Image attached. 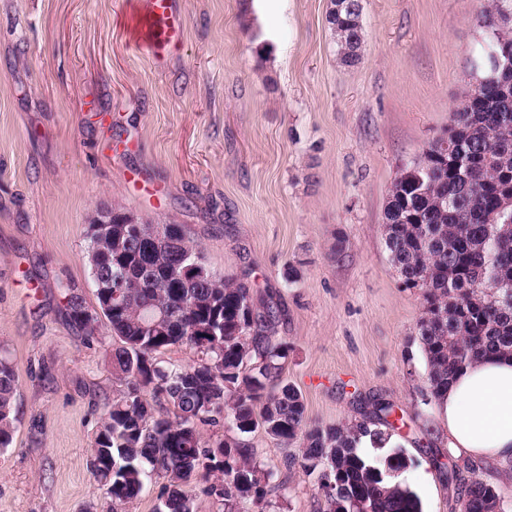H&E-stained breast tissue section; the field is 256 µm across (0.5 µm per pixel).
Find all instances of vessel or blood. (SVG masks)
Returning <instances> with one entry per match:
<instances>
[{"label": "vessel or blood", "instance_id": "vessel-or-blood-1", "mask_svg": "<svg viewBox=\"0 0 512 512\" xmlns=\"http://www.w3.org/2000/svg\"><path fill=\"white\" fill-rule=\"evenodd\" d=\"M176 0H140L141 20L136 41L158 56L171 45L182 41L184 25L175 8Z\"/></svg>", "mask_w": 512, "mask_h": 512}]
</instances>
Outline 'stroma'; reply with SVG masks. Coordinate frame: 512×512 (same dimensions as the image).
<instances>
[{
	"instance_id": "stroma-1",
	"label": "stroma",
	"mask_w": 512,
	"mask_h": 512,
	"mask_svg": "<svg viewBox=\"0 0 512 512\" xmlns=\"http://www.w3.org/2000/svg\"><path fill=\"white\" fill-rule=\"evenodd\" d=\"M483 3L361 0L347 66L330 0H266L260 22L251 0H179L185 35L159 63L131 38L129 0H0V354L19 384L0 512H112L91 450L126 384L106 322L88 339L64 295L96 311L88 221L117 205L180 224L211 272L272 295L307 419L389 402L423 512H458L432 462L447 431L425 401L423 297L401 285L382 221L394 179L476 85ZM248 439L273 492L240 512H317L299 445Z\"/></svg>"
}]
</instances>
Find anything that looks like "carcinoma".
I'll return each instance as SVG.
<instances>
[{
	"label": "carcinoma",
	"mask_w": 512,
	"mask_h": 512,
	"mask_svg": "<svg viewBox=\"0 0 512 512\" xmlns=\"http://www.w3.org/2000/svg\"><path fill=\"white\" fill-rule=\"evenodd\" d=\"M327 22L336 37L341 61L361 60L354 53L362 31L359 0H331ZM512 13L501 0H487L484 22L492 31L475 65L477 84L465 92L452 113L458 128L454 150L472 159L473 169H454L449 158L423 153L419 189L404 186L399 174L391 187L383 235L392 266L407 288L422 290L428 318L417 325L427 361L429 392L435 402L448 382L465 366L494 355H512V277L485 287L495 271L512 269V85L493 70L491 55H512ZM161 236L143 240L130 228L125 259L113 262L112 240L98 234L89 240L98 261L92 277L103 285L118 284L127 302L106 316L120 345L112 350V372L126 382L124 395L108 404L92 450V474L112 499L125 506L142 493L145 483L164 481L160 512H195L189 489L193 480L207 483V493L238 512L250 500L268 504L270 472L256 460L242 435L258 428L284 445L300 442L301 457L291 464L317 474L323 498L321 512H422L418 496L403 482L410 459L401 447L381 458L360 448L367 439L379 446L397 429L389 404L365 402L361 418L327 427H312L300 392L282 381L288 342L276 338L283 310L272 297L254 291L242 276L196 279L179 277L197 259L199 247L185 238L178 224H162ZM64 309L89 337L97 327L78 316L80 296L65 294ZM165 318L154 328L144 325L146 304ZM456 313L443 321L434 311ZM185 344L202 354L187 368L160 364L155 354ZM18 381L12 363L0 357V448L12 442L17 421ZM222 426L236 437L208 443L199 425ZM462 512H489L501 498L493 486L448 473Z\"/></svg>",
	"instance_id": "obj_1"
}]
</instances>
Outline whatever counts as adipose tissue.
I'll use <instances>...</instances> for the list:
<instances>
[{
	"instance_id": "adipose-tissue-1",
	"label": "adipose tissue",
	"mask_w": 512,
	"mask_h": 512,
	"mask_svg": "<svg viewBox=\"0 0 512 512\" xmlns=\"http://www.w3.org/2000/svg\"><path fill=\"white\" fill-rule=\"evenodd\" d=\"M448 446L472 460H512V356L478 360L459 371L437 402Z\"/></svg>"
}]
</instances>
